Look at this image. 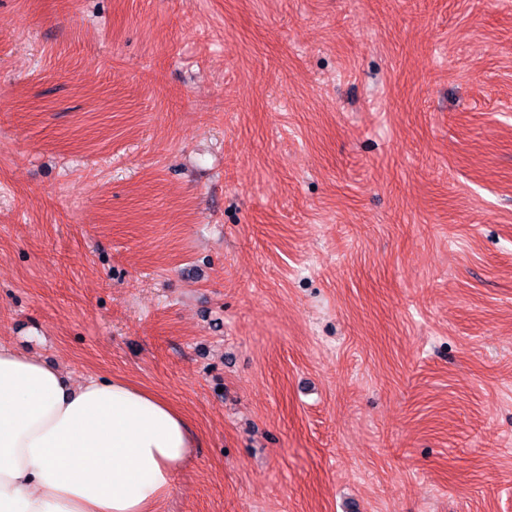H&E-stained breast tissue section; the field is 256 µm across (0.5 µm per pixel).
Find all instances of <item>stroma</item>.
Returning <instances> with one entry per match:
<instances>
[{
    "mask_svg": "<svg viewBox=\"0 0 512 512\" xmlns=\"http://www.w3.org/2000/svg\"><path fill=\"white\" fill-rule=\"evenodd\" d=\"M0 342L159 512H512V0H0Z\"/></svg>",
    "mask_w": 512,
    "mask_h": 512,
    "instance_id": "35a3bbf8",
    "label": "stroma"
}]
</instances>
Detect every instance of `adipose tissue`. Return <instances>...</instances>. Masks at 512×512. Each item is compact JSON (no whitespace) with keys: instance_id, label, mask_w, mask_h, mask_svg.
Returning <instances> with one entry per match:
<instances>
[{"instance_id":"obj_1","label":"adipose tissue","mask_w":512,"mask_h":512,"mask_svg":"<svg viewBox=\"0 0 512 512\" xmlns=\"http://www.w3.org/2000/svg\"><path fill=\"white\" fill-rule=\"evenodd\" d=\"M192 446L158 394L0 344V512H154Z\"/></svg>"}]
</instances>
